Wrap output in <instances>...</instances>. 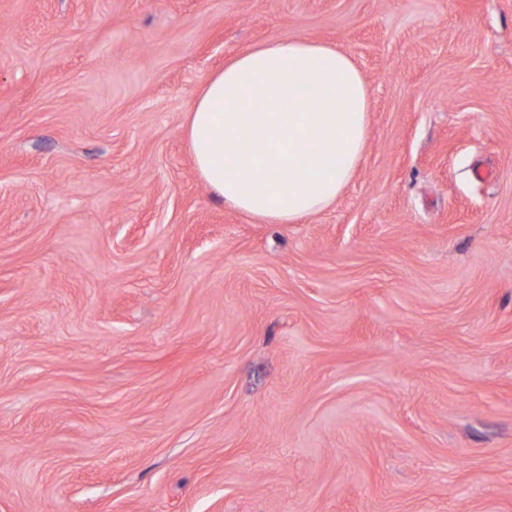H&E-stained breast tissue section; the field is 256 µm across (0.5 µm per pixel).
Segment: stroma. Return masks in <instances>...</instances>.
<instances>
[{
  "instance_id": "obj_1",
  "label": "stroma",
  "mask_w": 512,
  "mask_h": 512,
  "mask_svg": "<svg viewBox=\"0 0 512 512\" xmlns=\"http://www.w3.org/2000/svg\"><path fill=\"white\" fill-rule=\"evenodd\" d=\"M291 38L369 138L262 224L186 114ZM0 512H512V0H0Z\"/></svg>"
}]
</instances>
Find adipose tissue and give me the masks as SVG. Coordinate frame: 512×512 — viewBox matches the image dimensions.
Returning a JSON list of instances; mask_svg holds the SVG:
<instances>
[{
  "label": "adipose tissue",
  "instance_id": "obj_1",
  "mask_svg": "<svg viewBox=\"0 0 512 512\" xmlns=\"http://www.w3.org/2000/svg\"><path fill=\"white\" fill-rule=\"evenodd\" d=\"M370 96L346 53L305 38L236 54L208 77L186 116L199 178L265 224L333 205L369 135Z\"/></svg>",
  "mask_w": 512,
  "mask_h": 512
}]
</instances>
